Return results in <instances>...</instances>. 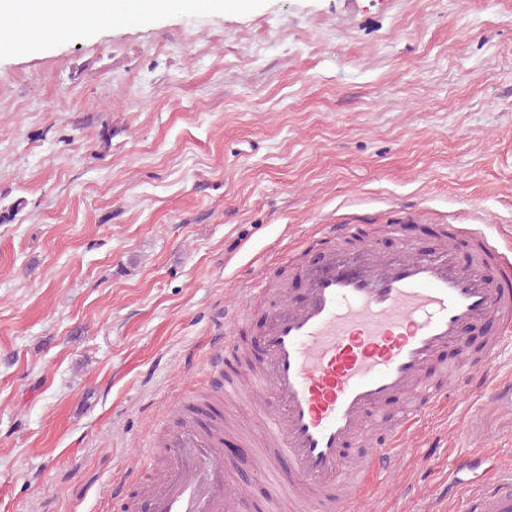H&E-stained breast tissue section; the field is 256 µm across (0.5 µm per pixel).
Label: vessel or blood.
Listing matches in <instances>:
<instances>
[{"instance_id":"b4317fda","label":"vessel or blood","mask_w":512,"mask_h":512,"mask_svg":"<svg viewBox=\"0 0 512 512\" xmlns=\"http://www.w3.org/2000/svg\"><path fill=\"white\" fill-rule=\"evenodd\" d=\"M387 232L393 255L375 245L348 247L349 224H324L331 243L321 261L300 267L298 300L272 306L257 342L242 343L248 303L262 279L241 284L224 310V346L207 359L212 389L175 402L183 419L150 438L141 469L155 473L138 512H238L227 490L224 423L213 408L253 414L251 443L270 492L255 512H360L371 475L396 469L403 437L455 395H484L505 349H512V261L478 228H462L466 260L454 246L430 249ZM497 328L479 359L459 362L447 384L425 383L448 347H465L476 323ZM418 393L393 420L379 414L389 396ZM375 439L364 463L346 454ZM466 512H512V478L475 495Z\"/></svg>"}]
</instances>
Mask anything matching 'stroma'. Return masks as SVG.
<instances>
[{
    "label": "stroma",
    "instance_id": "obj_1",
    "mask_svg": "<svg viewBox=\"0 0 512 512\" xmlns=\"http://www.w3.org/2000/svg\"><path fill=\"white\" fill-rule=\"evenodd\" d=\"M0 512H124L237 287L257 338L322 224L512 244V0H171L0 47ZM470 470L452 481L459 454ZM512 476V392L418 425L362 512Z\"/></svg>",
    "mask_w": 512,
    "mask_h": 512
}]
</instances>
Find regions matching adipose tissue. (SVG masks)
<instances>
[{"instance_id":"obj_1","label":"adipose tissue","mask_w":512,"mask_h":512,"mask_svg":"<svg viewBox=\"0 0 512 512\" xmlns=\"http://www.w3.org/2000/svg\"><path fill=\"white\" fill-rule=\"evenodd\" d=\"M168 0H8L11 23L0 28V44L42 43L76 27H87L101 13H112L115 8H126L133 13L151 12L167 4ZM52 18L51 26L41 21Z\"/></svg>"}]
</instances>
